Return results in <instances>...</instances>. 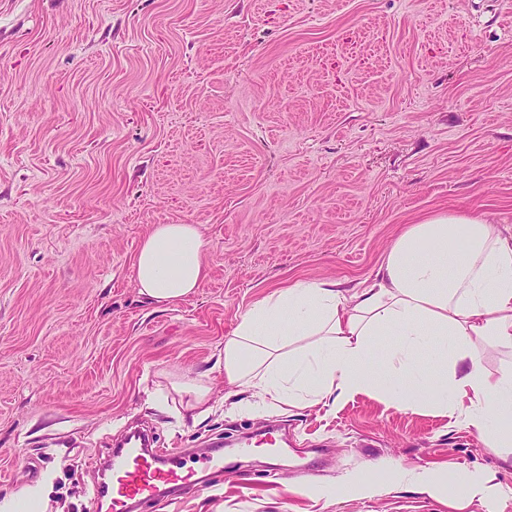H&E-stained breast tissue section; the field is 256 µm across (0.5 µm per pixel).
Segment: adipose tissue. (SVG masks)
I'll use <instances>...</instances> for the list:
<instances>
[{
	"instance_id": "adipose-tissue-1",
	"label": "adipose tissue",
	"mask_w": 512,
	"mask_h": 512,
	"mask_svg": "<svg viewBox=\"0 0 512 512\" xmlns=\"http://www.w3.org/2000/svg\"><path fill=\"white\" fill-rule=\"evenodd\" d=\"M207 243L193 224H158L133 263L140 295L175 303L199 288ZM383 336L395 337L388 348ZM512 351V234L464 214L408 225L375 277L354 288L336 280L297 282L254 303L224 340V379L255 406H335L361 393L410 412L432 410L512 447V372L494 375L481 349ZM380 364H373V357ZM405 477L453 502L494 503L483 476L457 491L427 469H379L357 481L362 494ZM54 473L0 495V512H46Z\"/></svg>"
}]
</instances>
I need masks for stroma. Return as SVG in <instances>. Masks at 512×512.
<instances>
[{
  "mask_svg": "<svg viewBox=\"0 0 512 512\" xmlns=\"http://www.w3.org/2000/svg\"><path fill=\"white\" fill-rule=\"evenodd\" d=\"M512 233V0H0V493L55 474L95 512L108 440L225 442L220 485L141 512H456L373 465L512 488V447L373 394L225 404L224 339L297 280L354 287L436 213ZM157 224L198 225L206 276L139 295ZM204 376L198 419L172 377Z\"/></svg>",
  "mask_w": 512,
  "mask_h": 512,
  "instance_id": "35a3bbf8",
  "label": "stroma"
}]
</instances>
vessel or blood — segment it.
I'll return each mask as SVG.
<instances>
[{
	"instance_id": "1",
	"label": "vessel or blood",
	"mask_w": 512,
	"mask_h": 512,
	"mask_svg": "<svg viewBox=\"0 0 512 512\" xmlns=\"http://www.w3.org/2000/svg\"><path fill=\"white\" fill-rule=\"evenodd\" d=\"M108 468L109 478L94 482L89 496L107 512H130L132 504L154 501L160 490L178 495L206 477L222 475L224 458L214 452L192 462L186 451L144 448L124 439L112 449Z\"/></svg>"
}]
</instances>
